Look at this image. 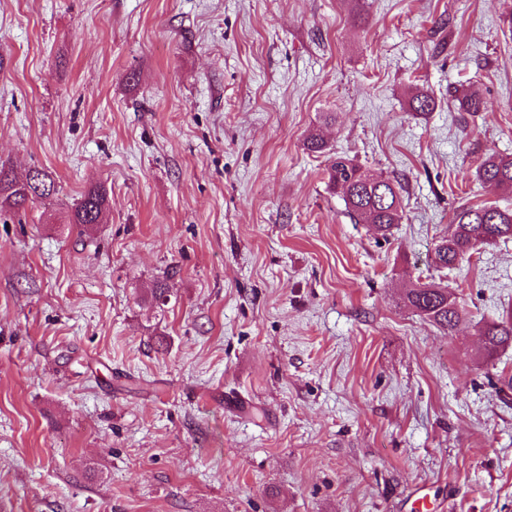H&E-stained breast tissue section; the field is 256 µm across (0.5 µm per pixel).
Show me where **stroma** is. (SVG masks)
I'll return each instance as SVG.
<instances>
[{"label":"stroma","mask_w":512,"mask_h":512,"mask_svg":"<svg viewBox=\"0 0 512 512\" xmlns=\"http://www.w3.org/2000/svg\"><path fill=\"white\" fill-rule=\"evenodd\" d=\"M315 129L400 179L390 234ZM491 153L512 0H0V164L57 188L0 222V512H512V347L477 332L512 311V239L429 259L502 199ZM95 184L102 224L69 223ZM304 146L310 153L329 156L325 169L327 186L342 193L346 209L354 220L373 225L384 236L400 224L403 214L401 183L371 174L354 160L335 155L316 134H310ZM405 302L419 316L428 319L441 329L452 332L463 317L456 297L447 286L435 281L421 282L418 280L407 288Z\"/></svg>","instance_id":"35a3bbf8"}]
</instances>
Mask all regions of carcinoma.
<instances>
[{"mask_svg":"<svg viewBox=\"0 0 512 512\" xmlns=\"http://www.w3.org/2000/svg\"><path fill=\"white\" fill-rule=\"evenodd\" d=\"M435 106V99L427 92L419 90L412 96L411 108L417 113L431 112ZM304 146L310 153L328 156L325 169L327 186L342 193L346 209L353 219L373 225L384 236L401 222V183L372 174L354 160L335 155L316 134L309 135ZM476 177L484 185L512 193V157L493 154L485 157L477 167ZM55 192L54 181L39 169L32 170V174L20 180L12 170L0 165V212L17 213L24 208L28 198L47 199ZM107 205L106 189L92 186L81 193L69 216V223L97 224ZM452 223V233L438 240L432 249V265L439 271L456 268L483 246L512 238V205L463 206L454 213ZM404 300L419 316L448 332L453 331L463 317L456 297L448 287L435 281L413 283L406 290ZM479 336L489 355L512 346V315L484 325Z\"/></svg>","mask_w":512,"mask_h":512,"instance_id":"cac0c4a2","label":"carcinoma"}]
</instances>
